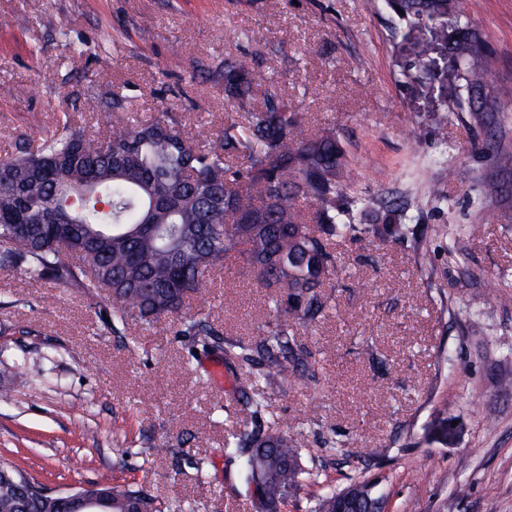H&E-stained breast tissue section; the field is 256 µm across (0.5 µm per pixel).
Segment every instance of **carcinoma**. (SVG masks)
<instances>
[{"label":"carcinoma","mask_w":512,"mask_h":512,"mask_svg":"<svg viewBox=\"0 0 512 512\" xmlns=\"http://www.w3.org/2000/svg\"><path fill=\"white\" fill-rule=\"evenodd\" d=\"M385 2L412 27L455 17L458 30L447 36V51L458 70L457 105L483 127L509 118L491 80L496 55L462 14L460 0ZM412 50L420 70L434 74L437 62L426 46L417 41ZM216 70L238 105L253 99L257 82L248 55L228 54ZM100 119L108 128L100 138L64 118L0 158V270L110 292L106 318L114 328L179 314L178 335L222 355L252 413L265 412L259 382L289 368L302 376L311 367L296 331L329 308L322 288L341 268L336 239L404 235L406 207L358 193L336 134L305 135L303 114L274 91H266L262 111L225 124L215 146L186 138L172 112L146 119L102 112ZM494 160L511 174L512 144L496 141ZM300 200L313 202V212L304 213ZM357 216L365 223H354ZM239 259L266 289L277 318L256 336L228 339L209 313L187 304L215 271ZM306 446L307 435L280 429L275 418L224 442L246 454L248 480L262 490L253 497L255 512H282L314 479L300 465ZM41 489L0 456V512H75ZM351 489L358 492L357 512H380L367 485ZM75 490L104 495L116 512H159L154 498L107 475Z\"/></svg>","instance_id":"1"}]
</instances>
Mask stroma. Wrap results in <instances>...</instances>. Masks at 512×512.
Listing matches in <instances>:
<instances>
[{"mask_svg":"<svg viewBox=\"0 0 512 512\" xmlns=\"http://www.w3.org/2000/svg\"><path fill=\"white\" fill-rule=\"evenodd\" d=\"M461 8L493 48L512 109V0ZM414 38L437 34L374 0H0V157L66 114L96 131L86 101L108 112L117 95L123 111L182 114L186 136L217 143L242 111L214 66L241 52L260 83L251 110L276 82L309 133L334 129L359 193L421 201L405 239L341 246L329 309L297 330L315 378L288 373L264 391L281 428L308 433L301 458L316 475L283 512H309L355 481L385 512H512V387L500 384L512 375V175L458 110L450 61L420 77ZM419 241L432 273L416 266ZM111 304L100 289L0 272V387L13 396L0 406V455L57 491L107 474L161 512L183 498L198 512H252L244 459L224 441L267 416L244 407L231 371L215 374L221 359L192 352L177 318L116 334L97 316ZM189 307L232 338L274 321L235 262ZM163 444L176 457L155 455Z\"/></svg>","mask_w":512,"mask_h":512,"instance_id":"35a3bbf8","label":"stroma"}]
</instances>
